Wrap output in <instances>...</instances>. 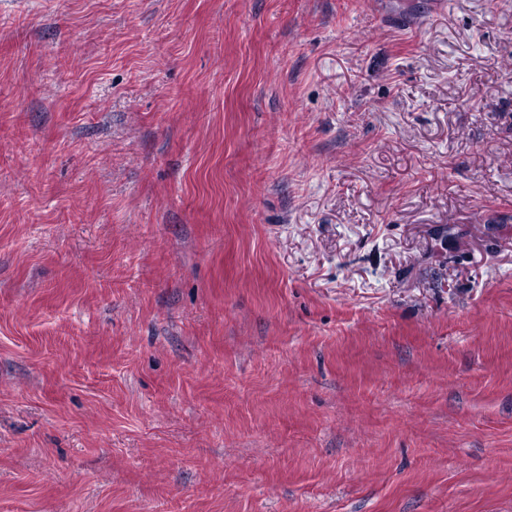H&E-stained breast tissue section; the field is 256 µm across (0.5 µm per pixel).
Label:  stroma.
<instances>
[{"mask_svg": "<svg viewBox=\"0 0 512 512\" xmlns=\"http://www.w3.org/2000/svg\"><path fill=\"white\" fill-rule=\"evenodd\" d=\"M0 512H512V0H0Z\"/></svg>", "mask_w": 512, "mask_h": 512, "instance_id": "35a3bbf8", "label": "stroma"}]
</instances>
